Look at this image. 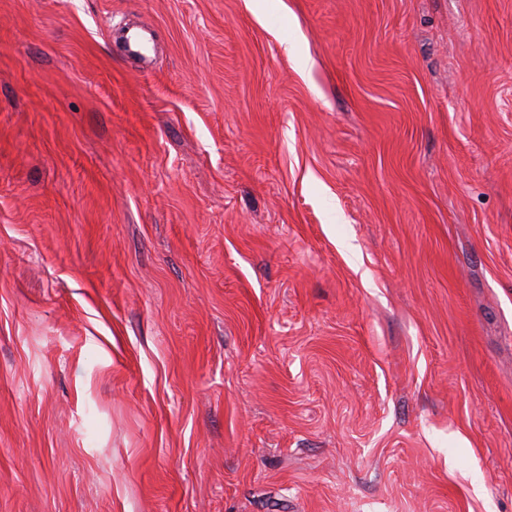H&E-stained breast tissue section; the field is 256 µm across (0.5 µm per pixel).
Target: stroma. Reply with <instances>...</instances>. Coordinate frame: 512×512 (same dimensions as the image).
Returning <instances> with one entry per match:
<instances>
[{
  "label": "stroma",
  "mask_w": 512,
  "mask_h": 512,
  "mask_svg": "<svg viewBox=\"0 0 512 512\" xmlns=\"http://www.w3.org/2000/svg\"><path fill=\"white\" fill-rule=\"evenodd\" d=\"M0 512H512V0H0Z\"/></svg>",
  "instance_id": "35a3bbf8"
}]
</instances>
